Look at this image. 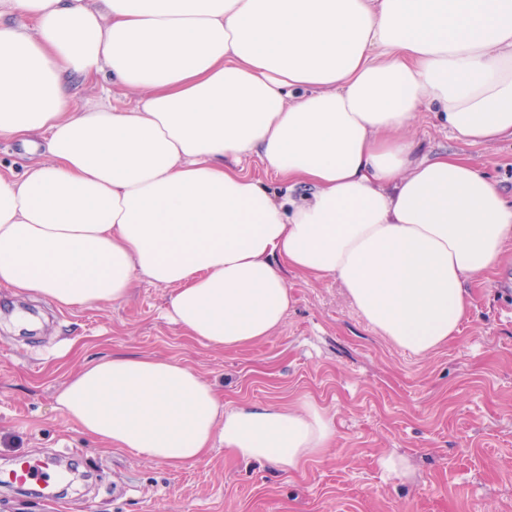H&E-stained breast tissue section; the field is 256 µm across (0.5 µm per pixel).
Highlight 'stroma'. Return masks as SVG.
Returning <instances> with one entry per match:
<instances>
[{
  "label": "stroma",
  "instance_id": "1",
  "mask_svg": "<svg viewBox=\"0 0 512 512\" xmlns=\"http://www.w3.org/2000/svg\"><path fill=\"white\" fill-rule=\"evenodd\" d=\"M138 97L103 79L74 82L79 108H130ZM409 134L424 151L468 157L512 202L511 137L464 142L428 109ZM287 279L284 323L231 349L186 336L164 315L170 288L142 279L122 303L92 309L0 287V470L54 454L80 474L51 497L0 487V512H512V246L468 283L461 333L425 355L376 332L336 279ZM117 353L179 360L229 408L316 402L336 438L290 472L239 461L220 443L181 466L108 447L57 409L56 394L85 360ZM388 454L412 476L384 472Z\"/></svg>",
  "mask_w": 512,
  "mask_h": 512
}]
</instances>
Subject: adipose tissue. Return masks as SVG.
I'll return each instance as SVG.
<instances>
[{
    "label": "adipose tissue",
    "mask_w": 512,
    "mask_h": 512,
    "mask_svg": "<svg viewBox=\"0 0 512 512\" xmlns=\"http://www.w3.org/2000/svg\"><path fill=\"white\" fill-rule=\"evenodd\" d=\"M101 74L136 105L76 108L74 79ZM425 106L462 141L512 136V0H0V139L48 156L0 177V285L94 308L140 278L187 335L239 348L283 323L287 272L333 277L428 353L512 243V205L471 160L416 156ZM251 158L304 194L271 192ZM56 403L174 466L221 442L290 471L336 436L314 402L228 408L147 355L83 365Z\"/></svg>",
    "instance_id": "adipose-tissue-1"
}]
</instances>
